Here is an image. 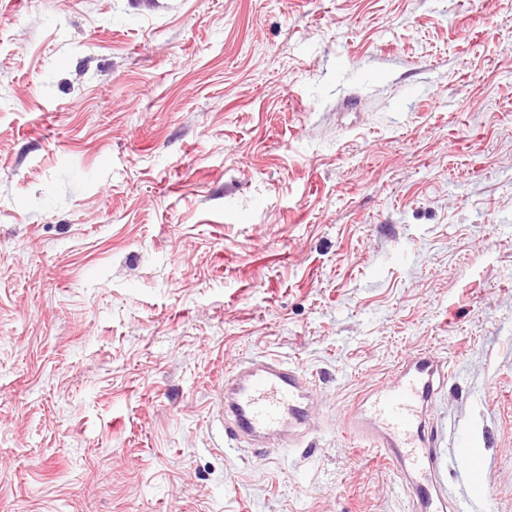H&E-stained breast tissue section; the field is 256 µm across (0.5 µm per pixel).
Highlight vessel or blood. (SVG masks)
<instances>
[{
  "mask_svg": "<svg viewBox=\"0 0 512 512\" xmlns=\"http://www.w3.org/2000/svg\"><path fill=\"white\" fill-rule=\"evenodd\" d=\"M448 381V364L431 350L405 360L365 393L346 417L364 449L384 458L407 487L410 512H469L449 495L443 478L442 440L426 413ZM313 388L298 367L270 356L225 377L216 413L228 443L251 439L274 448L298 444Z\"/></svg>",
  "mask_w": 512,
  "mask_h": 512,
  "instance_id": "1",
  "label": "vessel or blood"
}]
</instances>
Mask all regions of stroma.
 <instances>
[{
	"label": "stroma",
	"mask_w": 512,
	"mask_h": 512,
	"mask_svg": "<svg viewBox=\"0 0 512 512\" xmlns=\"http://www.w3.org/2000/svg\"><path fill=\"white\" fill-rule=\"evenodd\" d=\"M421 349L512 512V0H0V512H408ZM265 355L317 421L220 447ZM448 381V364L432 350L405 360L365 393L346 417L364 449L383 457L407 487L411 512H469V503L448 495L442 440L426 412Z\"/></svg>",
	"instance_id": "1"
}]
</instances>
